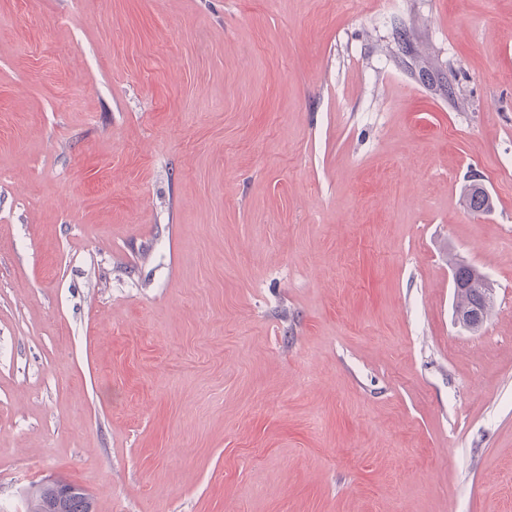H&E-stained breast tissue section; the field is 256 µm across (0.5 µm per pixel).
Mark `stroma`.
<instances>
[{
    "label": "stroma",
    "instance_id": "obj_1",
    "mask_svg": "<svg viewBox=\"0 0 512 512\" xmlns=\"http://www.w3.org/2000/svg\"><path fill=\"white\" fill-rule=\"evenodd\" d=\"M44 479L512 512V0H0V512ZM474 279L477 283L484 288V300L485 307L482 310H477V314L467 315L461 310H469L472 306H474L479 301L478 292L469 288L470 285H473V281L469 285H463L462 283L459 285V288H466V291L461 292L456 298V307H455V296L457 293V284L455 282L454 274L452 273V288H453V311H454V321L457 326H459L462 330L467 332H477L483 326L486 320V311L490 303L494 304L495 301V289L493 288L492 282L489 278L481 272L477 268H473Z\"/></svg>",
    "mask_w": 512,
    "mask_h": 512
}]
</instances>
